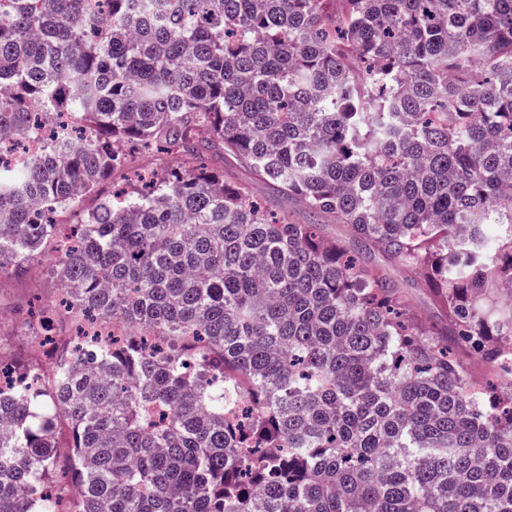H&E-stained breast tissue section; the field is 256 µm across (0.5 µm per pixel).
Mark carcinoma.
I'll return each mask as SVG.
<instances>
[{
    "mask_svg": "<svg viewBox=\"0 0 512 512\" xmlns=\"http://www.w3.org/2000/svg\"><path fill=\"white\" fill-rule=\"evenodd\" d=\"M0 0V274L55 241L73 340L0 390V512H512V0ZM227 153L67 230L122 147ZM417 276L446 320L422 328ZM112 322L120 338L91 327ZM71 436L61 452L58 430ZM207 164L216 171H224V180L248 186L256 197L267 201L273 209H283L291 219L299 224L309 222V214L301 203H289L288 200L278 196L271 186L260 179L244 161L231 156H224L223 158L220 155H214L213 157H207ZM369 262L380 267L399 282L402 294L405 296L410 308L423 323L438 322L442 318L443 312L419 279L411 276L396 262L377 253L369 257Z\"/></svg>",
    "mask_w": 512,
    "mask_h": 512,
    "instance_id": "1",
    "label": "carcinoma"
}]
</instances>
